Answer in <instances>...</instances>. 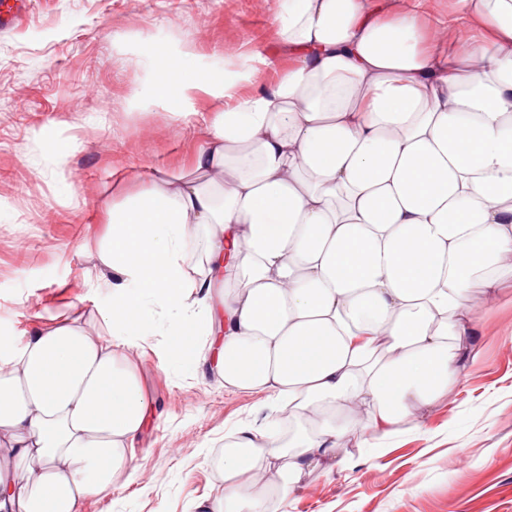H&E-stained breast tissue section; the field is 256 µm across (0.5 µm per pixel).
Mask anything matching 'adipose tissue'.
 Returning a JSON list of instances; mask_svg holds the SVG:
<instances>
[{
    "instance_id": "obj_1",
    "label": "adipose tissue",
    "mask_w": 512,
    "mask_h": 512,
    "mask_svg": "<svg viewBox=\"0 0 512 512\" xmlns=\"http://www.w3.org/2000/svg\"><path fill=\"white\" fill-rule=\"evenodd\" d=\"M279 0L291 62H154V98L220 101L190 172L158 175L108 212L109 306L0 336V512H84L129 468L153 411L124 350L169 312L171 346L206 337L229 390L268 392L298 424L240 422L223 491L199 512H267L337 465L356 403L392 433L448 395L475 355L467 292L512 279V0ZM201 260H193L194 251ZM101 321L106 333L91 335Z\"/></svg>"
}]
</instances>
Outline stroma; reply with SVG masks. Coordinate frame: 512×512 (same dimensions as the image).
<instances>
[{
    "label": "stroma",
    "mask_w": 512,
    "mask_h": 512,
    "mask_svg": "<svg viewBox=\"0 0 512 512\" xmlns=\"http://www.w3.org/2000/svg\"><path fill=\"white\" fill-rule=\"evenodd\" d=\"M279 0H26L0 29V331L14 341L48 310L106 306L94 246L106 210L155 172L190 166L215 99L197 92L185 114L149 102V53L192 44L201 68L231 44L266 58L269 85L288 63L274 22ZM479 355L420 424L393 434L361 426L274 512H512V285L497 301L467 300ZM161 334L128 349L154 411L127 475L85 512H196L219 496L218 453L233 425L264 429L273 401L225 389L197 355Z\"/></svg>",
    "instance_id": "35a3bbf8"
}]
</instances>
